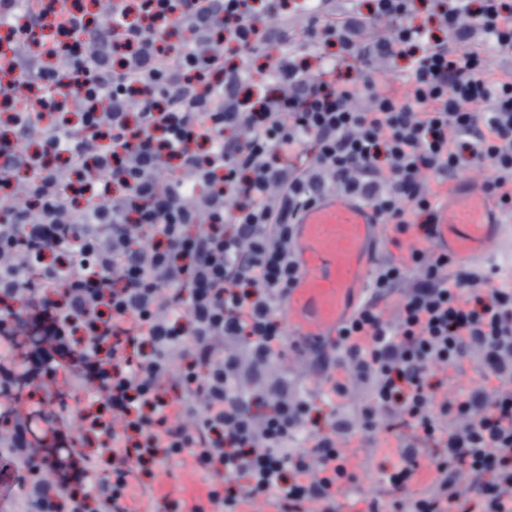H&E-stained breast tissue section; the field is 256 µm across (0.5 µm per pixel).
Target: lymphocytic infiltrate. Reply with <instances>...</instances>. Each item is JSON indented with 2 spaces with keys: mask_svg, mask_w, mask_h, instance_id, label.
Returning a JSON list of instances; mask_svg holds the SVG:
<instances>
[{
  "mask_svg": "<svg viewBox=\"0 0 512 512\" xmlns=\"http://www.w3.org/2000/svg\"><path fill=\"white\" fill-rule=\"evenodd\" d=\"M414 10L0 0V512H111L185 457L228 506L343 512L365 457L361 512H512V279L386 261L321 393L276 309L318 196L426 239L432 183H512V0ZM281 500L276 496L246 498L233 507V512H281Z\"/></svg>",
  "mask_w": 512,
  "mask_h": 512,
  "instance_id": "obj_1",
  "label": "lymphocytic infiltrate"
}]
</instances>
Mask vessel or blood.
<instances>
[{
  "mask_svg": "<svg viewBox=\"0 0 512 512\" xmlns=\"http://www.w3.org/2000/svg\"><path fill=\"white\" fill-rule=\"evenodd\" d=\"M477 172L434 185L435 229L396 235L376 211L352 193L323 195L299 212L291 227L290 253L296 268L280 312L289 347L305 357L333 351L341 332L365 307L373 279L387 251L408 257L415 250L448 255L455 267L486 264L512 268V213L482 190ZM215 486L199 470L168 463L140 491L133 512H224ZM233 512H281L275 496L247 498Z\"/></svg>",
  "mask_w": 512,
  "mask_h": 512,
  "instance_id": "b4317fda",
  "label": "vessel or blood"
}]
</instances>
